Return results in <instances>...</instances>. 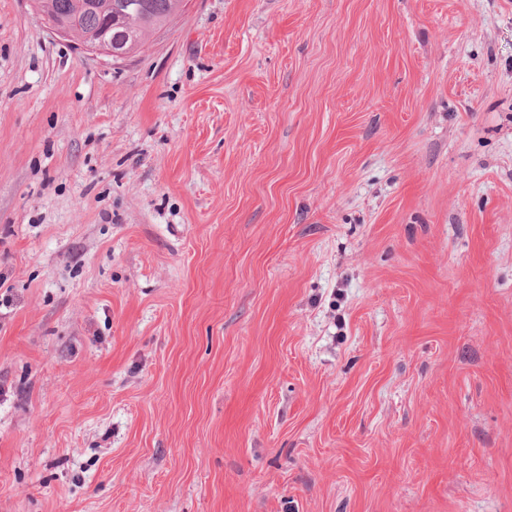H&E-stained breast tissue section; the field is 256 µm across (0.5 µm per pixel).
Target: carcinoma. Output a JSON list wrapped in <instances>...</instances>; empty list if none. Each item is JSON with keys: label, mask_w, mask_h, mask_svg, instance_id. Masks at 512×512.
Listing matches in <instances>:
<instances>
[{"label": "carcinoma", "mask_w": 512, "mask_h": 512, "mask_svg": "<svg viewBox=\"0 0 512 512\" xmlns=\"http://www.w3.org/2000/svg\"><path fill=\"white\" fill-rule=\"evenodd\" d=\"M47 23L73 24L92 41L112 38V49L126 55L140 52L150 36L181 8L182 0H35ZM112 17V31L105 20Z\"/></svg>", "instance_id": "1"}]
</instances>
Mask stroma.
Returning <instances> with one entry per match:
<instances>
[{"label": "stroma", "mask_w": 512, "mask_h": 512, "mask_svg": "<svg viewBox=\"0 0 512 512\" xmlns=\"http://www.w3.org/2000/svg\"><path fill=\"white\" fill-rule=\"evenodd\" d=\"M0 512H512V0H0ZM35 0L36 12L48 23L74 24L91 41L110 37L99 44H87L76 28L54 26L51 30L60 37L74 38L80 52L96 53L103 57L122 58L140 52L150 36L162 28L181 8L182 0ZM128 2L137 7L126 8ZM112 14V16H111ZM108 19L106 31L105 20ZM112 34V35H111Z\"/></svg>", "instance_id": "1"}]
</instances>
